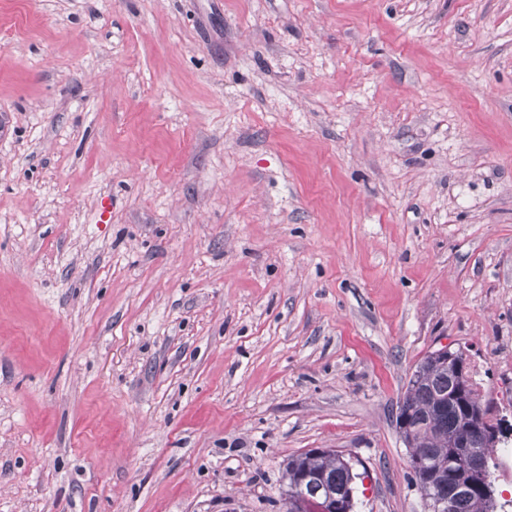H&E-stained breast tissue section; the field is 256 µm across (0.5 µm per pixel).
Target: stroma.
Returning a JSON list of instances; mask_svg holds the SVG:
<instances>
[{
	"instance_id": "stroma-1",
	"label": "stroma",
	"mask_w": 512,
	"mask_h": 512,
	"mask_svg": "<svg viewBox=\"0 0 512 512\" xmlns=\"http://www.w3.org/2000/svg\"><path fill=\"white\" fill-rule=\"evenodd\" d=\"M444 345L512 410V0H0V512H429ZM346 458L336 450L330 448H323V450H308L303 453H299L288 459L285 468L283 479L285 481L287 495L293 490L297 484L298 476L304 472H320L327 473L329 477V483L325 488L324 494L327 495L328 491L335 493L339 504L337 512H353L355 508L356 498V482L358 474L352 472L349 463L345 460ZM326 483V476L322 475H304L297 488H295L289 495L288 509L292 512H304L308 505L309 497H313L311 494H306V486L320 485V488L316 491V494L323 489V485ZM328 496L325 505L321 507L324 512H334V504L327 509V505L335 497ZM288 510V512H290ZM336 512V511H335Z\"/></svg>"
}]
</instances>
